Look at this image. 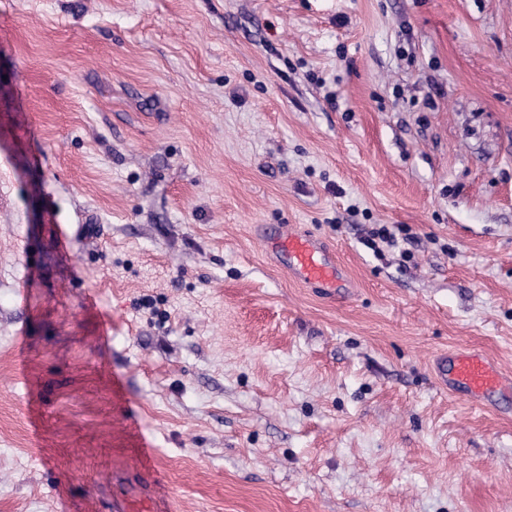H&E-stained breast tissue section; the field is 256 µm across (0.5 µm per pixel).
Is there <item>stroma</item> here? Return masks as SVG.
<instances>
[{
    "label": "stroma",
    "mask_w": 512,
    "mask_h": 512,
    "mask_svg": "<svg viewBox=\"0 0 512 512\" xmlns=\"http://www.w3.org/2000/svg\"><path fill=\"white\" fill-rule=\"evenodd\" d=\"M460 347L512 374V0H0V512L144 448L154 512H512ZM276 262L287 269L298 282L336 295L342 288H351L336 252L321 238L297 232L293 225H283L263 236ZM439 382L448 391L461 394L474 406L495 404L499 396L512 391V379L477 349H459L442 357L436 366Z\"/></svg>",
    "instance_id": "stroma-1"
}]
</instances>
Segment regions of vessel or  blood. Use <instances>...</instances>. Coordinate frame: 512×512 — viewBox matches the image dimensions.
Masks as SVG:
<instances>
[{"label": "vessel or blood", "instance_id": "1", "mask_svg": "<svg viewBox=\"0 0 512 512\" xmlns=\"http://www.w3.org/2000/svg\"><path fill=\"white\" fill-rule=\"evenodd\" d=\"M263 240L276 262L298 282L335 295L350 287L335 251L321 238L283 225L265 233ZM439 382L450 392L466 397L474 406L495 404L499 396L512 391V378L477 349H459L442 357L436 366ZM112 512H153L147 480L125 484L112 499Z\"/></svg>", "mask_w": 512, "mask_h": 512}]
</instances>
